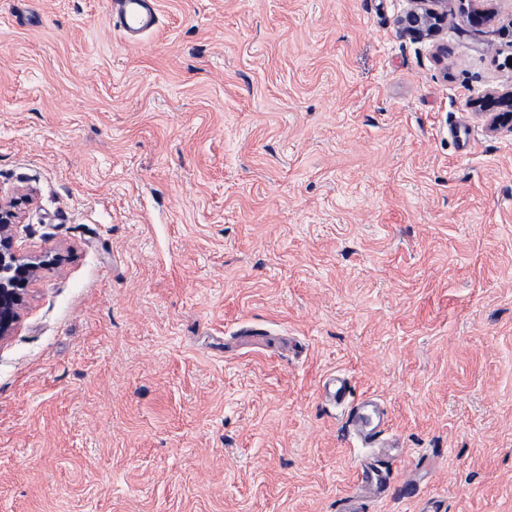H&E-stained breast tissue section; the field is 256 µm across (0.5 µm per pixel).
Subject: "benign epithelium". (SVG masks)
Listing matches in <instances>:
<instances>
[{
  "instance_id": "1",
  "label": "benign epithelium",
  "mask_w": 512,
  "mask_h": 512,
  "mask_svg": "<svg viewBox=\"0 0 512 512\" xmlns=\"http://www.w3.org/2000/svg\"><path fill=\"white\" fill-rule=\"evenodd\" d=\"M412 7L398 20L402 29L422 40L438 33L448 22V0H410ZM492 13L484 8L463 11V21L471 26L490 22ZM487 130L495 133L512 125V93L492 92L484 102ZM18 213L13 201L0 200V342L15 330L21 318L26 292L40 275L52 267L44 256L21 252L14 245V224Z\"/></svg>"
}]
</instances>
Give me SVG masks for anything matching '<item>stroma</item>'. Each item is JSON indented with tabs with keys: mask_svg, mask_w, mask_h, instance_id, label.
Here are the masks:
<instances>
[{
	"mask_svg": "<svg viewBox=\"0 0 512 512\" xmlns=\"http://www.w3.org/2000/svg\"><path fill=\"white\" fill-rule=\"evenodd\" d=\"M409 0H0V197L58 267L0 343V512H512V89ZM348 378L337 405L320 394ZM388 422L365 447L349 411ZM110 21L133 41L141 40L157 24L154 0H111ZM462 1L464 0H410L414 5L399 17L398 23L415 39L434 36L448 22V2L462 4ZM483 107L487 130L490 133H496L505 125L512 126V92L508 95L491 92ZM361 483L373 488L378 493L388 492L391 488L389 473L386 469L365 466L361 471Z\"/></svg>",
	"mask_w": 512,
	"mask_h": 512,
	"instance_id": "stroma-1",
	"label": "stroma"
}]
</instances>
